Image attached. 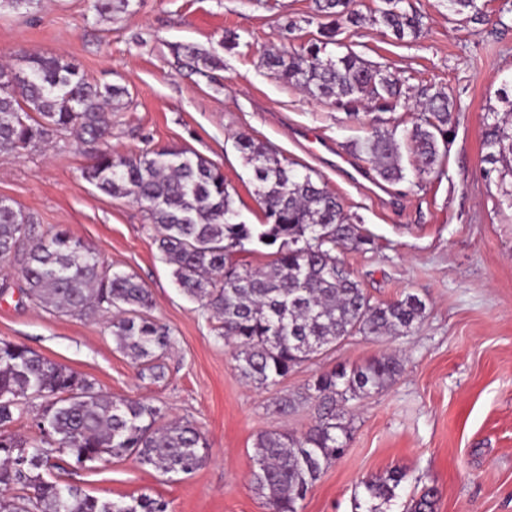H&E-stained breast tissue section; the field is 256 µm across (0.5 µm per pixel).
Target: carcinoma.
<instances>
[{"instance_id":"carcinoma-1","label":"carcinoma","mask_w":512,"mask_h":512,"mask_svg":"<svg viewBox=\"0 0 512 512\" xmlns=\"http://www.w3.org/2000/svg\"><path fill=\"white\" fill-rule=\"evenodd\" d=\"M377 21L402 39L417 36L422 17L408 12L405 0H380ZM130 0H94L101 16L125 11ZM324 18L318 37L299 47L267 53L265 66L285 84L330 102L351 117L374 102L392 111L403 83L392 71L364 60L352 49L336 55L327 47L336 33L357 25L353 0H317ZM176 53L196 66L218 63L213 53L193 44ZM27 80L15 86L8 72ZM0 66V152L39 147L70 132L88 146L92 164L85 178L102 193L129 198L144 208L155 242L186 294L214 313L219 335L231 346L239 376L258 387L276 385L294 367L360 334L373 338L407 336L422 321L426 303L406 293L374 302L340 258V250L367 251L372 235L344 211L334 194L311 174H300L266 143L246 135L237 149L252 173L265 223L240 219L224 174L206 158L178 147L146 149L136 157L112 151V114L125 108L128 91L114 84L89 82L57 56L32 54L18 67ZM504 113L492 111L485 124V160L512 163V100ZM421 122L407 133L419 174L442 163L454 134L453 101L437 92L422 104ZM363 152L381 180L403 177L396 130L377 129ZM273 260L253 267L245 257L258 247ZM0 263L16 264L21 292L56 313L109 312L119 349L142 366L140 376L159 380L154 363L173 344L170 328L147 315L148 288L135 276L109 271L95 247L58 231L35 234L33 216L0 200ZM394 355L373 357L349 371L317 373L293 397L273 400L286 415L310 403L314 424L304 433L272 431L257 437L251 484L270 512H298L324 470L345 451L349 428L345 405L382 391L401 371ZM44 403L34 420L36 435L12 431L35 401ZM163 409L143 400L115 398L95 383L33 349L0 341V512H168L162 499L140 497L127 503L98 498L80 488L46 478L53 454L67 452L78 462L108 455L132 457L164 475L192 474L208 456L204 434L188 421H164ZM402 475L363 481L369 499L389 501ZM20 495H6L8 490ZM435 494L426 488L409 512H434Z\"/></svg>"}]
</instances>
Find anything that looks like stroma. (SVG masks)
I'll return each instance as SVG.
<instances>
[{"label": "stroma", "mask_w": 512, "mask_h": 512, "mask_svg": "<svg viewBox=\"0 0 512 512\" xmlns=\"http://www.w3.org/2000/svg\"><path fill=\"white\" fill-rule=\"evenodd\" d=\"M408 3L422 17L418 37L397 39L375 22L377 0H356L363 21L341 39L404 83L405 100L380 113V128L411 129L421 102L439 90L457 101L458 124L440 173L417 181L404 146L402 179L363 189L300 133L315 132L362 167L360 147L373 128L367 117L349 118L284 85L262 63L265 53L316 36L313 0H132L108 19L92 0L0 10V65H19L33 53L61 56L91 82L128 89L126 107L112 118L115 152H196L222 170L243 220L259 224L264 211L234 140L246 134L264 141L369 230L373 251L348 250L343 258L372 300L411 292L427 305L409 335L349 337L279 384L254 387L239 377L217 320L178 288L143 209L84 179L90 158L75 136L0 154V199L32 214L39 233L67 231L94 246L105 266L135 275L151 291L149 314L170 328L173 346L160 360L164 378H141L117 348L108 314H58L16 291L0 296V340L30 347L108 395L164 406L167 419L193 423L209 445L204 465L186 477L130 458L78 467L60 452L52 471L59 484L114 501L160 497L169 512H269L250 485L254 443L269 431L303 433L315 420L307 404L273 413V399L297 394L316 373L392 353L402 361L399 375L380 393L349 403L347 450L298 512H358L363 481L394 470L404 479L385 512H405L427 487L436 491L435 512H512V208L501 164L485 162L482 150L484 117L505 111L498 93L512 90V0H478V21L450 12L447 0ZM229 33L239 42L230 51ZM185 43L218 56L219 67L191 70L175 53Z\"/></svg>", "instance_id": "1"}]
</instances>
